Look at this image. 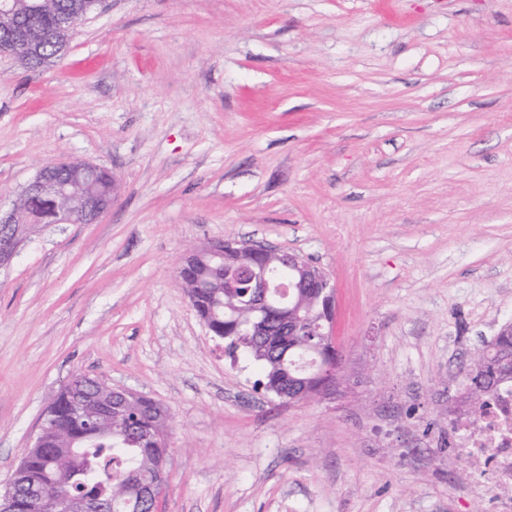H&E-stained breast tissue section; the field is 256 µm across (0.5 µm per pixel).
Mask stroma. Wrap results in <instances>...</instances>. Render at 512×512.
Here are the masks:
<instances>
[{
    "instance_id": "obj_1",
    "label": "stroma",
    "mask_w": 512,
    "mask_h": 512,
    "mask_svg": "<svg viewBox=\"0 0 512 512\" xmlns=\"http://www.w3.org/2000/svg\"><path fill=\"white\" fill-rule=\"evenodd\" d=\"M69 158L119 188L0 269V485L82 374L170 412L162 512H481L448 409L512 322V0H103L0 57V208ZM228 238L331 275L336 396L209 333L176 271Z\"/></svg>"
}]
</instances>
